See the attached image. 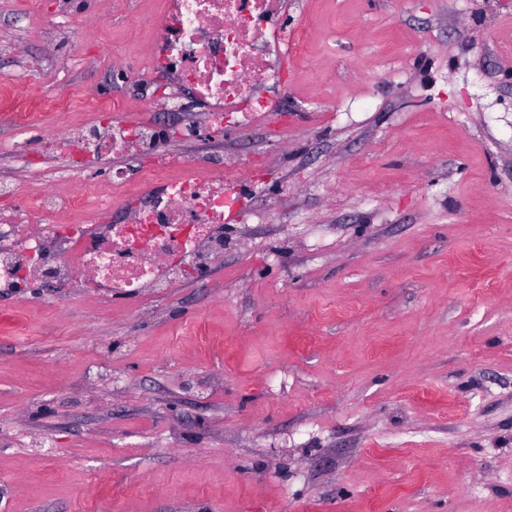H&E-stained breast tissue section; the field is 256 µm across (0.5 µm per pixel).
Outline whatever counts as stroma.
<instances>
[{
    "mask_svg": "<svg viewBox=\"0 0 512 512\" xmlns=\"http://www.w3.org/2000/svg\"><path fill=\"white\" fill-rule=\"evenodd\" d=\"M300 2L268 131L153 149L262 163L263 222L173 288L0 291V512H512V0ZM163 9L0 0L14 207L139 187L14 147L142 121Z\"/></svg>",
    "mask_w": 512,
    "mask_h": 512,
    "instance_id": "obj_1",
    "label": "stroma"
}]
</instances>
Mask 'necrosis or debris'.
I'll use <instances>...</instances> for the list:
<instances>
[{
	"mask_svg": "<svg viewBox=\"0 0 512 512\" xmlns=\"http://www.w3.org/2000/svg\"><path fill=\"white\" fill-rule=\"evenodd\" d=\"M288 0H165L154 26L148 58L152 72L189 82L215 128H264L281 111L279 95L289 55L300 54L305 35L281 24ZM96 122L44 136L40 149L76 152L75 166L97 164L106 153H149L154 122L132 125L100 107ZM167 159H157L139 192L126 191V175L112 171V192L82 184L66 194L44 191L32 204L44 217L71 210L108 214L126 210L122 224L34 225L17 218L0 224V285L50 279L80 283L90 294L122 288H170L184 279L189 264L215 261L224 251V227L263 213L262 199L243 186L254 181L252 166L231 152L221 162L194 163L169 176ZM71 246L59 258L53 242Z\"/></svg>",
	"mask_w": 512,
	"mask_h": 512,
	"instance_id": "obj_1",
	"label": "necrosis or debris"
}]
</instances>
